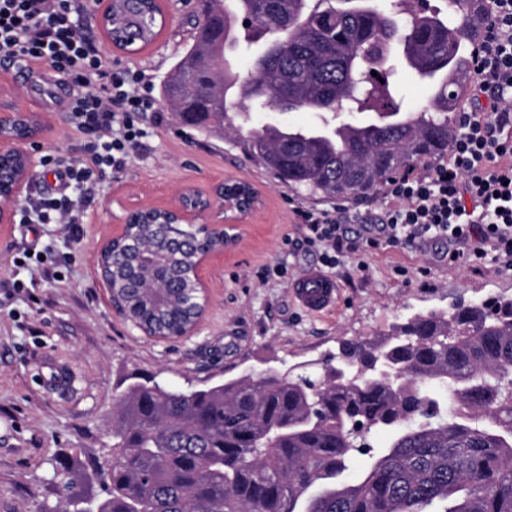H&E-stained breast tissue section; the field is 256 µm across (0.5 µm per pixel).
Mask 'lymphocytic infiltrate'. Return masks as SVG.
<instances>
[{
  "mask_svg": "<svg viewBox=\"0 0 512 512\" xmlns=\"http://www.w3.org/2000/svg\"><path fill=\"white\" fill-rule=\"evenodd\" d=\"M89 13V0H0V66L44 64L56 72L68 89L70 124L86 137L82 157L57 171L65 190L124 167L142 146L137 114L155 109L141 92L142 74L112 68L81 32ZM488 14L475 51L472 100L459 114L447 158L388 181V205L353 249L441 237L450 244V263L473 267L490 258L512 271V0H488ZM346 211L342 204L294 210L323 264L339 262Z\"/></svg>",
  "mask_w": 512,
  "mask_h": 512,
  "instance_id": "lymphocytic-infiltrate-1",
  "label": "lymphocytic infiltrate"
}]
</instances>
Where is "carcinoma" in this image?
<instances>
[{
  "label": "carcinoma",
  "mask_w": 512,
  "mask_h": 512,
  "mask_svg": "<svg viewBox=\"0 0 512 512\" xmlns=\"http://www.w3.org/2000/svg\"><path fill=\"white\" fill-rule=\"evenodd\" d=\"M205 2L216 34L193 32L163 100L177 114L176 78L187 88L215 82L207 108L183 123L222 126L281 184L355 197L448 152L462 102L448 72L472 55L464 0H361L352 9L349 0ZM267 13L288 16V38L260 22ZM164 27L156 0H110L115 47L138 53ZM272 44L278 57L267 64ZM400 68L435 83L416 111H402ZM271 103L314 119L267 122L243 138ZM202 248L195 227L162 213L128 225L104 257L127 317L165 296L147 330L175 339L187 329L194 311L183 289ZM144 251L159 267L138 277ZM116 405L111 459L97 467L103 512H512V298L418 313L373 338L343 340L318 377L267 372L203 389L149 380ZM55 477L62 512H80L93 487L65 469Z\"/></svg>",
  "instance_id": "carcinoma-1"
}]
</instances>
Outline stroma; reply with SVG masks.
Here are the masks:
<instances>
[{
  "instance_id": "obj_1",
  "label": "stroma",
  "mask_w": 512,
  "mask_h": 512,
  "mask_svg": "<svg viewBox=\"0 0 512 512\" xmlns=\"http://www.w3.org/2000/svg\"><path fill=\"white\" fill-rule=\"evenodd\" d=\"M168 20L159 39L134 55L115 50L94 22L84 23L108 64L144 72L147 93L162 83L191 43L194 0H160ZM51 130L41 154L69 163L82 142L60 97L36 104ZM144 147L116 171L96 174L78 233L64 224H26L24 207L0 224V512H54L53 470L92 474L112 445L118 394L157 377L201 388L275 369L316 371L340 341L373 337L400 318L446 310L459 301L512 295V271L492 262L450 264L448 242L380 245L345 252L325 269L341 287L333 311L312 314L291 285L322 267L300 242L295 207L333 202L291 190L249 160L231 138L181 125L171 112L138 119ZM227 179L251 183L263 204L241 239L203 272L207 307L192 335L166 340L130 328L98 278L97 246L117 235L126 206L169 205L188 184L207 190Z\"/></svg>"
}]
</instances>
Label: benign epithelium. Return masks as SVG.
I'll return each mask as SVG.
<instances>
[{"instance_id":"benign-epithelium-1","label":"benign epithelium","mask_w":512,"mask_h":512,"mask_svg":"<svg viewBox=\"0 0 512 512\" xmlns=\"http://www.w3.org/2000/svg\"><path fill=\"white\" fill-rule=\"evenodd\" d=\"M33 111L18 98L0 104V161L6 158H20L26 169L10 183L0 180V223L9 224L14 207L25 199L29 188V176L35 165L33 146L47 133L48 127L39 122L38 129L27 135H12L5 129L22 116H31ZM261 200L255 189L246 181L226 180L204 192L193 186L182 189L177 200L164 208V212L175 217L177 224H194L219 237L223 245L218 249H205L197 257L192 270L193 287L205 294L206 287L202 272L209 261L234 246L240 239L238 225L253 215Z\"/></svg>"}]
</instances>
